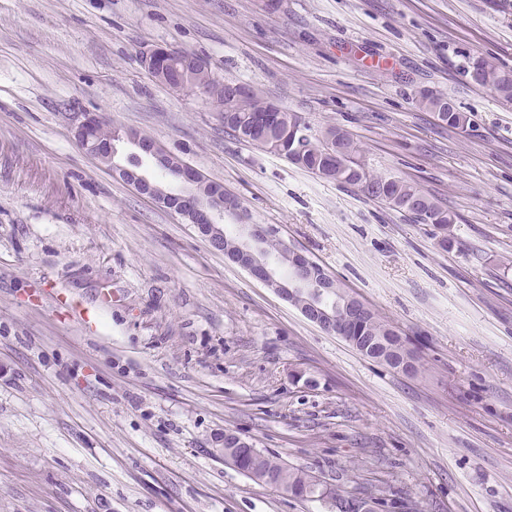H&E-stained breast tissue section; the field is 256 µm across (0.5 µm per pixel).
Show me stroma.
I'll return each mask as SVG.
<instances>
[{
    "label": "stroma",
    "mask_w": 512,
    "mask_h": 512,
    "mask_svg": "<svg viewBox=\"0 0 512 512\" xmlns=\"http://www.w3.org/2000/svg\"><path fill=\"white\" fill-rule=\"evenodd\" d=\"M165 45L341 128L455 224L239 140L152 78ZM479 57L512 70V0H0V512H331L225 463L227 431L375 512H512V103L472 80ZM80 112L222 184L417 348L418 374L97 165ZM434 98L427 103L421 104L423 107L439 113L440 120L450 128H460L469 124L466 115L458 112L447 99L433 96Z\"/></svg>",
    "instance_id": "obj_1"
}]
</instances>
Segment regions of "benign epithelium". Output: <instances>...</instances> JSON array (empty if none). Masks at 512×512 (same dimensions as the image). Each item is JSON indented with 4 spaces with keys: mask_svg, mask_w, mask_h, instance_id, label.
Instances as JSON below:
<instances>
[{
    "mask_svg": "<svg viewBox=\"0 0 512 512\" xmlns=\"http://www.w3.org/2000/svg\"><path fill=\"white\" fill-rule=\"evenodd\" d=\"M191 61L184 50L167 46L158 47L146 55L144 66L162 63L184 68ZM102 122V117L87 112L74 117V138L88 156L139 193L175 213L181 216L192 213L197 228L216 250L222 248L224 224L233 225L235 235L244 239L246 248L228 255V258L296 306L308 320L326 332L340 335L345 324L356 322L361 312L368 309V305L357 296H335L339 287L336 279L296 247L283 242L278 253L272 255L267 252L263 240L276 236V231L264 224L250 223L248 213L240 204L224 201V189L220 188L212 195L188 191V188L202 183V174L191 165L166 154L159 144L139 143L120 132L105 144L92 139V131ZM147 163L162 175H174L187 192L179 195L168 193L150 176V169L145 168Z\"/></svg>",
    "mask_w": 512,
    "mask_h": 512,
    "instance_id": "1",
    "label": "benign epithelium"
}]
</instances>
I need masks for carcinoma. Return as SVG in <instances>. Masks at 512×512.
I'll use <instances>...</instances> for the list:
<instances>
[{
	"instance_id": "obj_1",
	"label": "carcinoma",
	"mask_w": 512,
	"mask_h": 512,
	"mask_svg": "<svg viewBox=\"0 0 512 512\" xmlns=\"http://www.w3.org/2000/svg\"><path fill=\"white\" fill-rule=\"evenodd\" d=\"M153 77L176 92L192 91L201 86L209 88L208 102L218 109L225 129L238 139L258 147L267 140H276L280 143L281 154L288 155V133L297 124L299 116L283 108L272 113L268 124L254 127L253 116L264 112L266 101L258 95L236 97L231 82L216 84L208 60H203L186 76L168 72L162 75L155 73ZM472 77L478 83L491 86L504 100L512 101L511 72H499L485 61L476 60L472 62ZM423 107L439 113L440 120L450 128L469 124L468 117L444 98L436 96ZM357 153L356 143L343 130L328 126L309 136L303 156L295 164L316 175L321 171L326 172V180L357 186L370 197L409 214L421 224H435L446 230L455 223V215L442 208L437 198L409 181L369 173L357 159ZM365 332L369 336H384L388 343L400 346L395 330L374 313L365 323ZM239 453L243 457L239 470L246 475H252L276 488L286 486L292 491L297 490L303 498H313L319 494L316 477L289 468L278 457L264 452L252 455L248 448L239 449Z\"/></svg>"
}]
</instances>
